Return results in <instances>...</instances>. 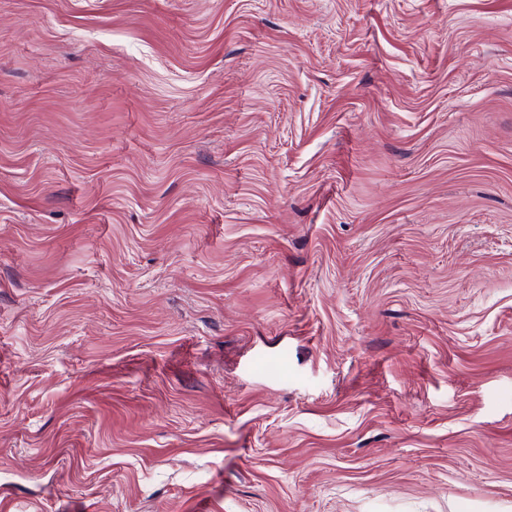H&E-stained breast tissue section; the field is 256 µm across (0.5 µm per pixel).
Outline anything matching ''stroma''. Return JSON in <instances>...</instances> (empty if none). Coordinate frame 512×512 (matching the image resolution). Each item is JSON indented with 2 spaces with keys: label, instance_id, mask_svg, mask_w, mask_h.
Masks as SVG:
<instances>
[{
  "label": "stroma",
  "instance_id": "1",
  "mask_svg": "<svg viewBox=\"0 0 512 512\" xmlns=\"http://www.w3.org/2000/svg\"><path fill=\"white\" fill-rule=\"evenodd\" d=\"M0 512H512V0H0Z\"/></svg>",
  "mask_w": 512,
  "mask_h": 512
}]
</instances>
